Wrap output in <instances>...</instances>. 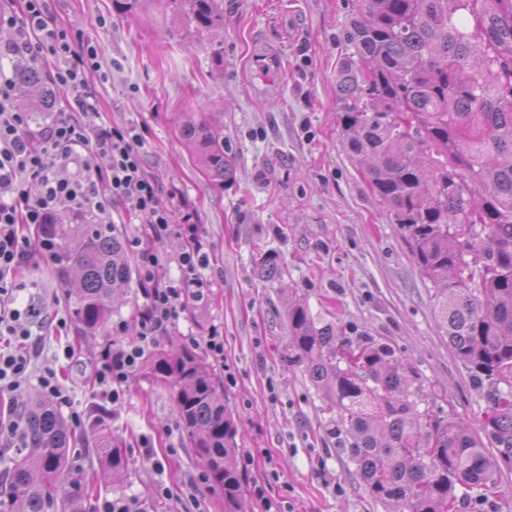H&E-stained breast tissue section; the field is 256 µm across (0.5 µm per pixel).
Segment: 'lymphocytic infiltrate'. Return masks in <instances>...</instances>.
<instances>
[{"instance_id":"f902f5d3","label":"lymphocytic infiltrate","mask_w":512,"mask_h":512,"mask_svg":"<svg viewBox=\"0 0 512 512\" xmlns=\"http://www.w3.org/2000/svg\"><path fill=\"white\" fill-rule=\"evenodd\" d=\"M12 0H0V26L9 27L12 40L4 50L35 60L44 55L61 59L52 79L65 96V105L44 125L33 124L16 111L14 81L0 70V299L13 291L14 276L34 254H48L46 241L25 235V228L53 223L59 206L75 217L100 214L111 223V210L133 214L141 228L128 241L138 262L144 302L135 341L106 349L93 372L101 400L119 407L126 384L145 352L165 335L185 311L188 301H202L211 286L203 275L210 264V244L196 225L177 224L160 198V187L147 171L136 127L117 128L99 117V92L90 73L101 71L98 47L57 26L46 0H24L13 11ZM98 150L108 157L106 168L80 171L82 154ZM182 239L175 262L181 275L162 277L165 260L153 248L163 237ZM0 332L20 338L23 350L0 351V394L21 390L37 377L42 390L65 400L55 371H38L43 337L16 309H0Z\"/></svg>"}]
</instances>
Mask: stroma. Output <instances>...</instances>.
I'll return each mask as SVG.
<instances>
[{
  "mask_svg": "<svg viewBox=\"0 0 512 512\" xmlns=\"http://www.w3.org/2000/svg\"><path fill=\"white\" fill-rule=\"evenodd\" d=\"M62 27L97 44L108 76L101 111L116 127L136 126L146 169L173 193L175 223L191 221L211 245L206 302L190 303L161 345L218 328L231 376L224 392L242 421L248 512H391L367 492L357 466L342 451L337 412L312 385L288 347L289 300L336 322L347 336H370L403 354L425 398L477 428L482 390L448 346L423 277L399 225L374 197L346 153L336 122L337 72L351 55V0H224V27L198 30L166 0H150L135 15L113 0H49ZM223 50L216 63L215 50ZM274 64L258 71L256 61ZM188 112H210L236 177L215 187L181 140ZM280 255L281 280L253 274V244ZM14 305L56 300L67 314V288L53 267L32 262L18 276ZM111 328L79 335L75 324L45 336L41 367L59 373L68 401L58 410L82 440L69 457L91 473L82 512L103 500L136 497L144 512H179L185 484L198 473L167 391L133 374L114 414L100 415L91 370ZM72 358H64V347ZM125 448L129 473L116 479L101 462V434ZM150 438L153 457L137 447ZM170 490L153 498V484ZM261 486L257 498L252 486Z\"/></svg>",
  "mask_w": 512,
  "mask_h": 512,
  "instance_id": "stroma-1",
  "label": "stroma"
}]
</instances>
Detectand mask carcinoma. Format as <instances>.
Here are the masks:
<instances>
[{"mask_svg": "<svg viewBox=\"0 0 512 512\" xmlns=\"http://www.w3.org/2000/svg\"><path fill=\"white\" fill-rule=\"evenodd\" d=\"M188 23L224 24V0H171ZM352 57L337 76L345 150L400 226L453 354L483 389L478 431L419 400L404 360L372 337H339L335 323L288 305V346L336 408L343 451L370 495L393 512H490L489 500L458 490L497 485V459L512 463V0H355ZM18 110L58 107V92L34 64L12 69ZM218 187L236 174L224 136L201 112L179 129ZM53 260L77 326L93 333L112 318L132 265L113 224H49ZM255 274L282 277L278 253L254 244ZM144 376L167 391L182 433L224 512H246L237 466L238 423L224 385L180 344L154 353ZM26 437L0 455V512H79L83 473L67 448L75 433L48 400L24 409ZM104 461L128 471L123 449L103 437ZM494 448L497 454L488 452Z\"/></svg>", "mask_w": 512, "mask_h": 512, "instance_id": "1", "label": "carcinoma"}]
</instances>
